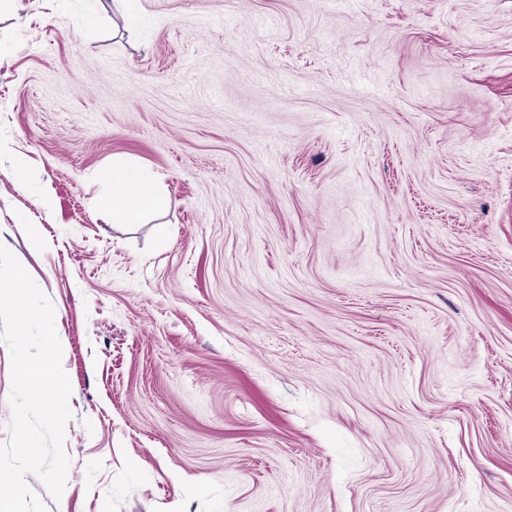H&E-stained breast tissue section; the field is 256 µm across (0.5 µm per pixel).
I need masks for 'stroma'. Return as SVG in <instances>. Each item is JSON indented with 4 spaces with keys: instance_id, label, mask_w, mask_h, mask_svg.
I'll return each mask as SVG.
<instances>
[{
    "instance_id": "stroma-1",
    "label": "stroma",
    "mask_w": 512,
    "mask_h": 512,
    "mask_svg": "<svg viewBox=\"0 0 512 512\" xmlns=\"http://www.w3.org/2000/svg\"><path fill=\"white\" fill-rule=\"evenodd\" d=\"M140 14L0 6V243L72 385L49 512H512V0ZM112 221L136 224L148 212L162 210L167 198L158 191L152 177L134 166L112 167Z\"/></svg>"
}]
</instances>
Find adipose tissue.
<instances>
[{"label":"adipose tissue","instance_id":"1","mask_svg":"<svg viewBox=\"0 0 512 512\" xmlns=\"http://www.w3.org/2000/svg\"><path fill=\"white\" fill-rule=\"evenodd\" d=\"M112 221L116 224H135L149 212L164 209L166 197L158 191L151 176L134 166L113 168Z\"/></svg>","mask_w":512,"mask_h":512}]
</instances>
